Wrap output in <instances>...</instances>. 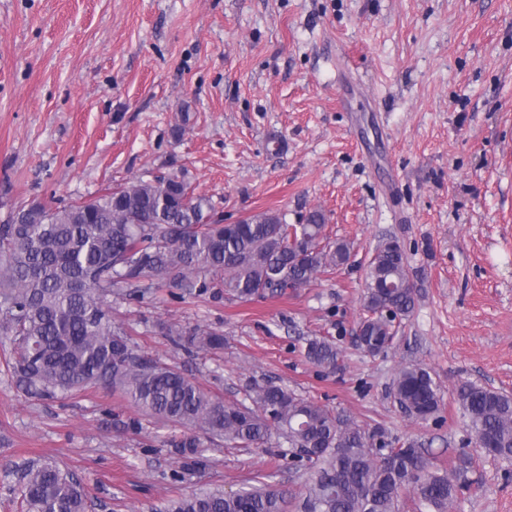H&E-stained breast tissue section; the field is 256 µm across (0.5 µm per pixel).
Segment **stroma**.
I'll return each mask as SVG.
<instances>
[{
    "label": "stroma",
    "instance_id": "stroma-1",
    "mask_svg": "<svg viewBox=\"0 0 512 512\" xmlns=\"http://www.w3.org/2000/svg\"><path fill=\"white\" fill-rule=\"evenodd\" d=\"M180 169L228 223L323 210L351 262L282 297L162 288L115 305L140 349L227 401L273 383L418 441L444 468L471 454L450 512H512V461L478 448L454 393L467 381L512 394V0H0V225L23 204ZM391 238L418 299L373 358L352 331L367 260ZM166 323L210 326L224 348L187 356ZM314 334L336 338L341 371L306 360ZM8 355L0 345V512H16L23 458L73 471L90 512H162L191 491L171 478L173 425L96 387L25 396ZM409 363L443 389L423 424L389 394ZM207 456L203 483L227 492L308 477L283 447Z\"/></svg>",
    "mask_w": 512,
    "mask_h": 512
}]
</instances>
